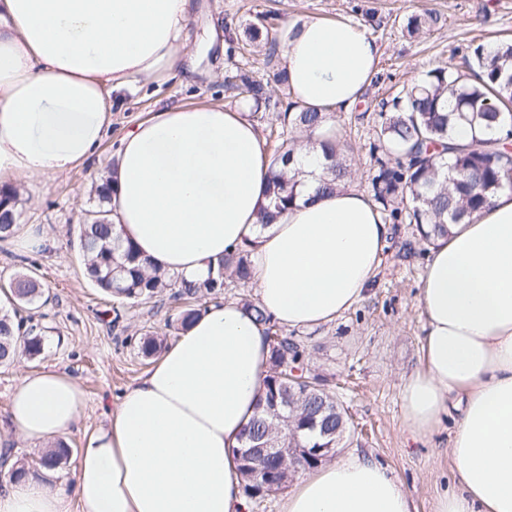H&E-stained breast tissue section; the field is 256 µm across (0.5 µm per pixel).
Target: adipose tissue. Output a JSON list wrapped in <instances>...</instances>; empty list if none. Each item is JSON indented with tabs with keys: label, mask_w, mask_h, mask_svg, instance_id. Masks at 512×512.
<instances>
[{
	"label": "adipose tissue",
	"mask_w": 512,
	"mask_h": 512,
	"mask_svg": "<svg viewBox=\"0 0 512 512\" xmlns=\"http://www.w3.org/2000/svg\"><path fill=\"white\" fill-rule=\"evenodd\" d=\"M192 0H0V184L91 161L112 106L135 83L192 62L219 31L190 27ZM288 92L324 112L352 108L372 82L377 42L347 20L302 17L278 35ZM326 123L296 154L295 203L260 226L270 156L247 112L175 105L121 140L113 233L152 266L205 278L248 248L259 304L279 326L313 329L361 302L392 234L370 197L329 195ZM421 368L403 376L402 423L417 439L456 411L457 486L433 512H512V190L451 225L430 251L418 299ZM270 345L242 303L210 305L84 435L69 489L45 475L0 480V512H250L238 449ZM85 394L52 368L26 373L0 420V447L47 449L79 422ZM282 512H416L391 470L354 454L299 471Z\"/></svg>",
	"instance_id": "adipose-tissue-1"
}]
</instances>
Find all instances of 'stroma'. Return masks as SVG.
I'll return each mask as SVG.
<instances>
[{
  "label": "stroma",
  "mask_w": 512,
  "mask_h": 512,
  "mask_svg": "<svg viewBox=\"0 0 512 512\" xmlns=\"http://www.w3.org/2000/svg\"><path fill=\"white\" fill-rule=\"evenodd\" d=\"M192 30L208 24L223 29L229 41L201 61L190 80L163 79L141 83L112 112V126L92 163L68 174L22 186V226L46 229L52 246L32 253L47 303L32 315L46 329L45 348L37 359L19 354L0 366V419L24 371L54 367L81 384L85 396L80 427L67 438L71 449L83 444L84 429L100 425L105 409L114 408L122 392L150 369L132 339L151 330L174 339L166 327L174 315L169 301L132 305L107 296L84 274L77 249V230L85 210L97 199L91 190L96 175L112 164L123 135L149 112L162 106L241 102L225 78L231 71H249L271 86L280 101H289L280 73V26L304 16L345 19L363 26L375 38L381 55L378 72L362 99L332 116L341 136L346 163L355 171L353 187L371 190L370 145L381 121L382 100L402 86L421 81L440 66L465 69L476 46L494 47L512 37V0H194ZM430 13L437 22L412 36L406 17ZM273 18L268 36L259 37L253 53L240 55L246 27L259 17ZM426 256L413 225L396 224L367 297L336 321L298 333L309 352L308 374L331 382L347 407L358 434L347 436L336 458L361 453L390 467L412 498L417 512H432L439 489L453 487L455 471L448 454L454 419L443 422L427 440H412L402 425L401 381L421 365L424 318L418 306Z\"/></svg>",
  "instance_id": "stroma-1"
}]
</instances>
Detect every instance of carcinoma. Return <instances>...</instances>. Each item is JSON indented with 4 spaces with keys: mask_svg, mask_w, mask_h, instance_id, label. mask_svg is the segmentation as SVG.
Returning a JSON list of instances; mask_svg holds the SVG:
<instances>
[{
    "mask_svg": "<svg viewBox=\"0 0 512 512\" xmlns=\"http://www.w3.org/2000/svg\"><path fill=\"white\" fill-rule=\"evenodd\" d=\"M431 14L411 15L406 19L408 32L414 34L431 26ZM475 69L466 76L456 69L437 67L424 82L403 88L391 100L382 103V121L370 151L374 158L371 179L372 197L390 224H413L419 240L431 246L448 235V226L466 215L488 206L492 198L506 188L512 190V151L502 142L512 134V42L502 41L492 50L478 46L473 50ZM227 83L251 104L252 114L271 108V95L265 86L245 73ZM282 131L280 145L272 155L268 173V204L259 213L260 224L293 205L298 197V181L285 172L295 150L299 131H314L326 115L290 101L278 113ZM458 121L490 131L488 139L477 138L457 147L448 143L449 133ZM324 178L318 192L330 194L349 176L342 150L326 142ZM452 154V159L445 154ZM113 188L108 180L94 187L98 205L87 211L78 225L77 245L84 260L85 274L98 288L116 300L148 304L162 296L174 301H198L223 293L224 289L244 285L252 279L249 252L238 249L224 254L216 271L202 282H187L176 274L157 269L147 271V262L131 243L123 244L112 235L108 201ZM21 199L18 188L0 186V241L18 230ZM12 310L0 312V365L11 364L23 346V352L36 358L45 347L43 330L33 317H22L19 309L39 304L42 283L35 271L14 273L6 292ZM245 307L255 321L265 326L271 345L270 368L263 381L262 394L254 417L242 437V447L270 443L280 448H315L328 441L338 447L349 428L344 407L333 399L319 377L300 374L296 381L292 369H303L304 350L288 333L246 298ZM204 310L189 307L178 312L170 325L186 329ZM163 342L150 333L139 338L138 350L153 357ZM69 448L59 445L43 453L40 463L56 467L68 456ZM289 461L241 463L243 490L249 497L276 493L289 482L295 471Z\"/></svg>",
    "mask_w": 512,
    "mask_h": 512,
    "instance_id": "1",
    "label": "carcinoma"
}]
</instances>
